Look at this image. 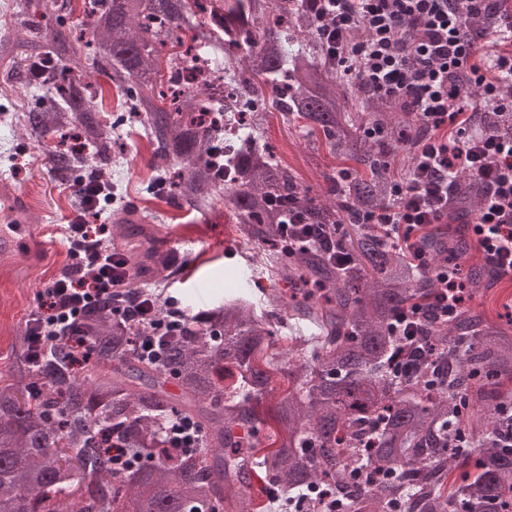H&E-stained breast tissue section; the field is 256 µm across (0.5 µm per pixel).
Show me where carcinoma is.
<instances>
[{"mask_svg":"<svg viewBox=\"0 0 512 512\" xmlns=\"http://www.w3.org/2000/svg\"><path fill=\"white\" fill-rule=\"evenodd\" d=\"M91 20L87 57L125 93L134 121L163 161L151 187L172 186L197 211L216 203L234 215L242 238L263 250L257 270L290 286L264 297L270 311L319 333L288 337L278 353L270 323L246 296L189 313L163 362L135 353L146 330L102 304L77 326L89 350L72 368L60 342L38 365L29 337H15L16 366L0 376V512H262L254 482L288 491L302 512H512V448L501 446L502 407L512 404V334L461 310L451 323L422 322L423 355L411 379L394 375L400 353L393 319L425 307L432 284L407 254L381 245L363 224L336 236L350 265L319 246L287 255L280 246L282 205L306 224H335L343 210L393 202L397 157L412 165L400 133L414 117L361 93L357 118L336 88V71L314 35L315 16L298 0H81ZM86 43L61 20L32 21L0 42L4 82L24 76L54 90L56 103L24 112V129L78 131L92 163L72 152L51 160L82 177L110 180L115 139L100 86L73 74ZM201 60L218 82L183 86L180 63ZM276 93L266 101L263 87ZM295 121L313 145L348 166L353 181L331 203L302 190L263 138L267 106ZM237 112L244 134L224 140L212 111ZM380 125L384 142L364 127ZM480 187L457 179L448 221L478 204ZM132 245L124 252L140 278L153 279L171 254L154 235L115 217ZM433 263L448 251L439 228L419 237ZM275 402L276 431L261 404ZM191 420L203 447L178 456L169 426ZM475 459L454 448L459 430ZM124 450L122 462L110 449ZM366 469L376 483L352 480Z\"/></svg>","mask_w":512,"mask_h":512,"instance_id":"carcinoma-1","label":"carcinoma"}]
</instances>
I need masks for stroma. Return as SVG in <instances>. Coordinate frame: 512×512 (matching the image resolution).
<instances>
[{
	"instance_id": "obj_1",
	"label": "stroma",
	"mask_w": 512,
	"mask_h": 512,
	"mask_svg": "<svg viewBox=\"0 0 512 512\" xmlns=\"http://www.w3.org/2000/svg\"><path fill=\"white\" fill-rule=\"evenodd\" d=\"M265 139L275 155L296 173L309 196L330 199L327 174L337 166L327 149L313 150L295 124L271 112ZM60 136L16 127H0V197L29 201L25 234L16 236L12 254L0 257V374L13 364L12 345L36 310L40 291L67 263L62 226L75 209V177L50 162L48 150L59 145ZM116 151L128 157L125 167L114 172L112 211L135 208L150 216L151 228L177 261L162 285L182 306L194 310L227 297L225 288L232 272L245 269L255 252L240 239L235 219L217 206L197 212L177 198L149 200L145 187L159 161L146 145L139 126L124 127ZM472 311L491 325L512 320V282H495L484 295L469 303Z\"/></svg>"
}]
</instances>
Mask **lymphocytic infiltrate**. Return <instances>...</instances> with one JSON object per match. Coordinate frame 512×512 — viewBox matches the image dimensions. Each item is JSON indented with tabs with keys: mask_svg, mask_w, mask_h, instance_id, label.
Listing matches in <instances>:
<instances>
[{
	"mask_svg": "<svg viewBox=\"0 0 512 512\" xmlns=\"http://www.w3.org/2000/svg\"><path fill=\"white\" fill-rule=\"evenodd\" d=\"M314 11L317 36L331 64L353 76L370 95L415 113L422 126L409 172L394 206L348 212L347 222L369 225L389 247L406 250L414 269L434 283L428 309L398 315L395 334L417 335L427 316L449 321L465 301L456 255L433 264L419 243L422 229L448 221L456 179L469 175L482 189L470 232L496 280L512 281V131L478 132L477 111L512 114V6L500 0H302ZM479 26L467 27L468 19ZM468 79L480 98L474 107L458 90ZM80 211L65 226L68 262L40 292L26 321L35 346L86 342L77 319L90 307L115 300L120 318L150 327L139 337L141 356L161 360L164 339L185 321L179 307L168 318L154 312L146 281L137 279L124 253L113 248L99 220L111 188L95 177L78 181Z\"/></svg>",
	"mask_w": 512,
	"mask_h": 512,
	"instance_id": "1",
	"label": "lymphocytic infiltrate"
}]
</instances>
